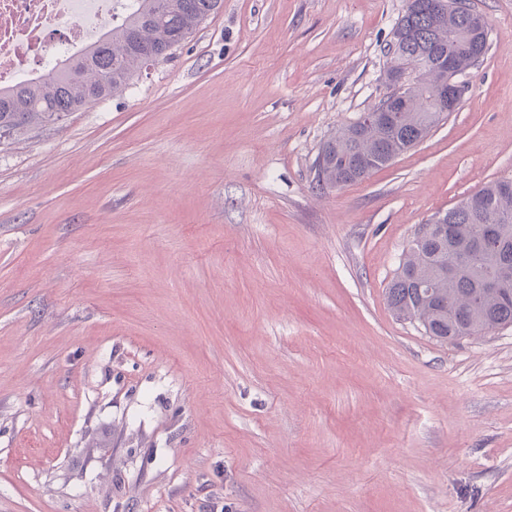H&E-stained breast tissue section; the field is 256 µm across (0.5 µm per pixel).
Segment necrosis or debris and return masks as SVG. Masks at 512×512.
<instances>
[{"label": "necrosis or debris", "mask_w": 512, "mask_h": 512, "mask_svg": "<svg viewBox=\"0 0 512 512\" xmlns=\"http://www.w3.org/2000/svg\"><path fill=\"white\" fill-rule=\"evenodd\" d=\"M133 0H0V88L80 58Z\"/></svg>", "instance_id": "1"}]
</instances>
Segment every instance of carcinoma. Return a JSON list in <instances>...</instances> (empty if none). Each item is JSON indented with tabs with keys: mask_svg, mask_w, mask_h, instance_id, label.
I'll use <instances>...</instances> for the list:
<instances>
[{
	"mask_svg": "<svg viewBox=\"0 0 512 512\" xmlns=\"http://www.w3.org/2000/svg\"><path fill=\"white\" fill-rule=\"evenodd\" d=\"M448 11L439 26L422 8H408L398 18L408 36L387 48L390 65L412 75L413 98L402 102L387 93L372 108L394 118L375 124L360 119L340 129L318 157L317 185L339 189L367 178L415 147L443 117L434 101L442 69L435 60L446 55L456 75L485 55L488 33L471 34L468 0ZM223 6V0H137L136 8L112 25V31L81 58L65 64L35 84L0 89V131L16 130L20 119L30 124L54 121L128 87L146 67L142 50L149 47L155 62L172 55V41L187 39ZM482 207L464 203L447 210L452 236L412 241L391 280L386 300L400 318L417 319L439 340L487 334L512 325V190L492 182L476 192ZM493 280L499 291H488Z\"/></svg>",
	"mask_w": 512,
	"mask_h": 512,
	"instance_id": "obj_1",
	"label": "carcinoma"
}]
</instances>
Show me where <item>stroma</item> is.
<instances>
[{"instance_id":"stroma-1","label":"stroma","mask_w":512,"mask_h":512,"mask_svg":"<svg viewBox=\"0 0 512 512\" xmlns=\"http://www.w3.org/2000/svg\"><path fill=\"white\" fill-rule=\"evenodd\" d=\"M407 0H224L121 94L0 135V512H512V326L385 291L512 180V0L456 112L341 189Z\"/></svg>"}]
</instances>
